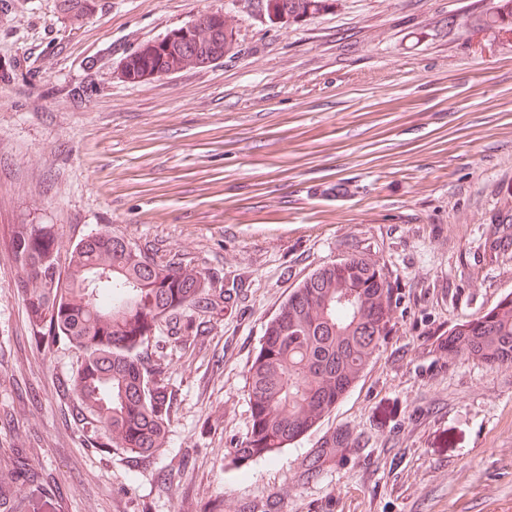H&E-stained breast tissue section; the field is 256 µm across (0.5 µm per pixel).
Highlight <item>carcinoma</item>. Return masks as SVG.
Segmentation results:
<instances>
[{"label":"carcinoma","mask_w":512,"mask_h":512,"mask_svg":"<svg viewBox=\"0 0 512 512\" xmlns=\"http://www.w3.org/2000/svg\"><path fill=\"white\" fill-rule=\"evenodd\" d=\"M338 0H244L271 25H298L336 8ZM487 38L512 34V0H497L484 23ZM234 35L221 12L147 41L122 62L128 83L214 63ZM11 248L37 345L64 337L77 353L68 391L76 413L102 448L146 459L164 447L172 388L166 365L149 361L152 338L175 329L184 312L233 306L237 287L214 291L193 258L136 247L110 231L57 247L53 224H18ZM392 288L385 273L357 255L324 265L294 288L266 327L248 375L251 426L234 448L239 462L268 456L313 430L359 379L388 334ZM438 348L490 366L512 364V294L449 330ZM346 439L330 435L298 480L317 478ZM238 512H282L281 499L245 504Z\"/></svg>","instance_id":"carcinoma-1"}]
</instances>
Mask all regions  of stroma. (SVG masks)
<instances>
[{
	"label": "stroma",
	"instance_id": "stroma-1",
	"mask_svg": "<svg viewBox=\"0 0 512 512\" xmlns=\"http://www.w3.org/2000/svg\"><path fill=\"white\" fill-rule=\"evenodd\" d=\"M490 0H342L273 28L240 0H0V487L22 512H205L280 496L283 512H512V364L438 349L512 293V36ZM236 43L139 84L121 60L207 12ZM17 224L60 248L109 230L241 290L196 335L160 331L172 422L133 464L87 442L61 391L76 354L28 344ZM357 255L394 288L390 332L332 413L244 463L247 372L267 325L317 268ZM351 445L299 483L331 434ZM47 479L16 481L19 462ZM180 473L162 486V475ZM497 10L492 12L491 19L481 28L484 37L499 38L512 34V0H497Z\"/></svg>",
	"mask_w": 512,
	"mask_h": 512
}]
</instances>
